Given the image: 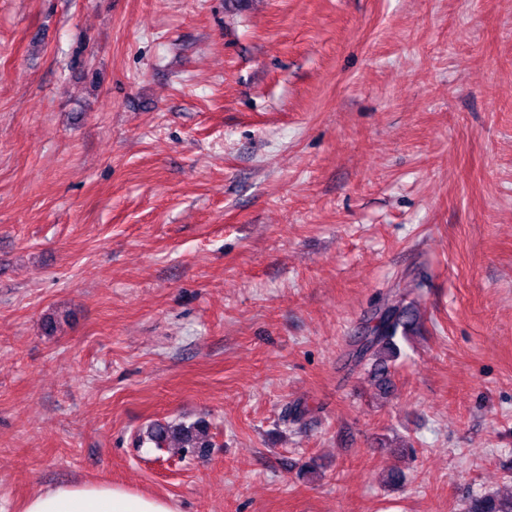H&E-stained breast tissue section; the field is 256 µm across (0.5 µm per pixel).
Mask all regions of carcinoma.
Wrapping results in <instances>:
<instances>
[{"instance_id":"obj_1","label":"carcinoma","mask_w":512,"mask_h":512,"mask_svg":"<svg viewBox=\"0 0 512 512\" xmlns=\"http://www.w3.org/2000/svg\"><path fill=\"white\" fill-rule=\"evenodd\" d=\"M418 287L420 284L414 283L390 290L373 316L374 324L355 340L352 357L357 364L369 367L383 392L390 387L394 362L400 354L397 337L405 339L418 329L413 302L409 300L411 289ZM145 437L158 448L175 442L186 455L212 447L208 427L202 421L189 425L173 421L153 423ZM464 512H512V494L484 491L471 495L465 500Z\"/></svg>"}]
</instances>
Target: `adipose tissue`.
I'll use <instances>...</instances> for the list:
<instances>
[{"label":"adipose tissue","instance_id":"1","mask_svg":"<svg viewBox=\"0 0 512 512\" xmlns=\"http://www.w3.org/2000/svg\"><path fill=\"white\" fill-rule=\"evenodd\" d=\"M24 512H177L166 498L116 485L63 483L30 497Z\"/></svg>","mask_w":512,"mask_h":512}]
</instances>
